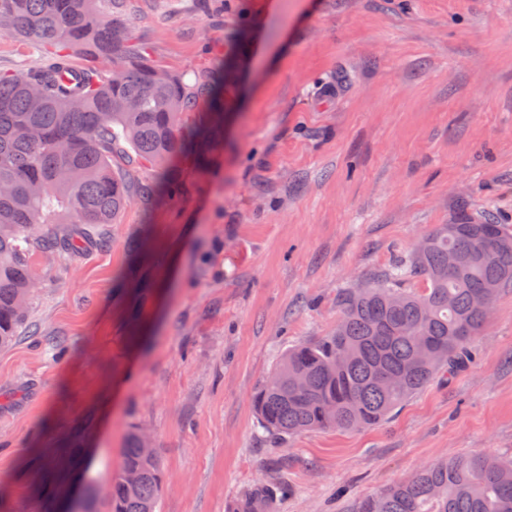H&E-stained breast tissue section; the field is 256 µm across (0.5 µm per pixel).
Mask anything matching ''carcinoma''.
I'll return each mask as SVG.
<instances>
[{
    "label": "carcinoma",
    "mask_w": 512,
    "mask_h": 512,
    "mask_svg": "<svg viewBox=\"0 0 512 512\" xmlns=\"http://www.w3.org/2000/svg\"><path fill=\"white\" fill-rule=\"evenodd\" d=\"M125 0H0V33L33 39L47 60L0 70V348L13 344L37 283L35 252L82 248L78 233L41 234L44 224H115L132 203L179 198L177 162L210 141L224 112L218 61L194 82L156 64L121 23ZM81 53L110 58L67 77ZM154 168L163 181L134 173ZM457 264L448 265V254ZM512 284V229L470 218L440 224L418 253L388 267L368 288L337 300L332 334L279 356L253 395L257 420L274 441L305 430L375 425L438 375L470 361L490 313L473 303ZM137 472L131 485L125 474ZM158 456L132 433L112 482V512H157ZM288 495L261 485L247 512H271ZM358 512H512V459L456 456L363 500Z\"/></svg>",
    "instance_id": "obj_1"
}]
</instances>
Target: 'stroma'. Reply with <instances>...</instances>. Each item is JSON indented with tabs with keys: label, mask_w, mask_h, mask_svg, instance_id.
I'll return each mask as SVG.
<instances>
[{
	"label": "stroma",
	"mask_w": 512,
	"mask_h": 512,
	"mask_svg": "<svg viewBox=\"0 0 512 512\" xmlns=\"http://www.w3.org/2000/svg\"><path fill=\"white\" fill-rule=\"evenodd\" d=\"M133 41L186 79L231 60L208 164L176 203L134 204L92 245L32 257L0 348V512H111L130 432L160 460L157 512H357L445 456L512 458V287L472 360L382 423L279 444L252 396L280 353L329 335L436 225H512V0H127ZM46 56L0 35V70ZM288 495V490L279 486L261 485L242 499L250 501V509L247 512H271L273 504L278 498Z\"/></svg>",
	"instance_id": "obj_1"
}]
</instances>
